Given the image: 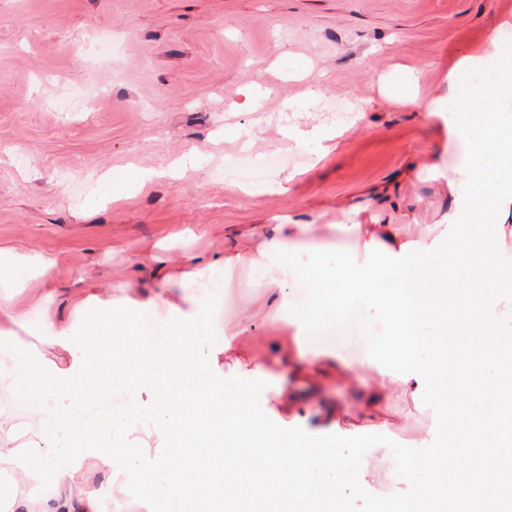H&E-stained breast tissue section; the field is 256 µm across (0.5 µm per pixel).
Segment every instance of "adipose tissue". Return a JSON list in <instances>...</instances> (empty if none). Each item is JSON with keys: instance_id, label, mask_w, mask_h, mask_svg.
I'll return each mask as SVG.
<instances>
[{"instance_id": "1", "label": "adipose tissue", "mask_w": 512, "mask_h": 512, "mask_svg": "<svg viewBox=\"0 0 512 512\" xmlns=\"http://www.w3.org/2000/svg\"><path fill=\"white\" fill-rule=\"evenodd\" d=\"M470 97L472 118L448 126L466 148L468 164L448 181L454 207L448 226L437 232L423 224L417 236L378 215L371 223L337 225L353 230V257L325 265L318 280L290 266V254L312 248V227L288 222L257 237L246 236L224 252V268H259L278 259L270 279L273 293L285 288L323 292V307L340 315L373 308L389 323L380 350L354 373L393 376L413 394L428 391L440 416L434 445L425 454H406L398 468L412 493L395 512H449L451 503L468 500L483 512H496L511 497L497 465L512 445V428L501 422L512 407V266L503 247L512 239V119L500 109L512 101V73L493 86L476 85ZM476 242V259L453 265L440 255L451 244ZM54 258L41 253H12L0 258V288H20L35 278L44 300L54 295ZM172 289L122 305L105 303L81 328L51 327L38 344L11 338L18 313L10 299L0 300V379L39 397L60 420L47 425L38 415L28 421L22 444L0 443V476L11 494L0 512H101L110 484L91 483L86 462L112 475L122 458L139 463L127 479L145 490L163 486L180 495L189 512H279L289 495L284 461L306 464L328 458L316 448H281L267 456L266 475L256 478L237 455L224 452V435L257 423L252 387L224 391L216 374H204L192 339L207 334L204 306L184 312ZM165 305L167 328L144 319L152 306ZM265 321H287L301 345L315 340L318 321L306 306H271ZM114 388L112 407L123 423L73 428L69 418L88 386ZM154 400H144V393ZM155 436L156 451L139 448L140 435Z\"/></svg>"}]
</instances>
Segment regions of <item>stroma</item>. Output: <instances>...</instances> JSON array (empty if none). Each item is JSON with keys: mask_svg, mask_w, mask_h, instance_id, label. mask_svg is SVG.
Segmentation results:
<instances>
[{"mask_svg": "<svg viewBox=\"0 0 512 512\" xmlns=\"http://www.w3.org/2000/svg\"><path fill=\"white\" fill-rule=\"evenodd\" d=\"M503 47L512 49V0H0V249L57 260L53 305L36 281L14 296L25 313L17 342H36L46 318L93 316L75 306L79 287L115 299L125 283L151 296L182 255L223 256L245 228L267 233L291 219L348 253L354 237H335L330 225L380 211L396 224H447L448 178L466 154L442 121L426 122L402 98L414 86L437 111L459 108L449 66L479 56L492 81ZM247 86L263 89L259 107L232 111ZM311 87L317 99L306 97ZM318 100L360 111L327 152L282 133L289 121L310 129ZM242 149L255 178L248 195L227 189ZM427 157L437 170L410 176ZM127 168L156 177L112 201L107 179ZM143 247L151 260L129 266ZM222 278V287L195 280L178 293L187 311L209 303L216 331L197 338L200 360L228 339L243 357L271 361L269 379L255 384L259 455L336 449L337 512H385L408 495L393 473L437 425L425 399L386 383V429L351 431L362 391L332 376L309 393L275 362L298 342L287 324L264 322L266 282L247 268ZM383 331L372 310L326 342L358 367ZM276 383L309 408L297 417L275 404L267 387ZM364 463L360 495L350 478Z\"/></svg>", "mask_w": 512, "mask_h": 512, "instance_id": "obj_1", "label": "stroma"}]
</instances>
